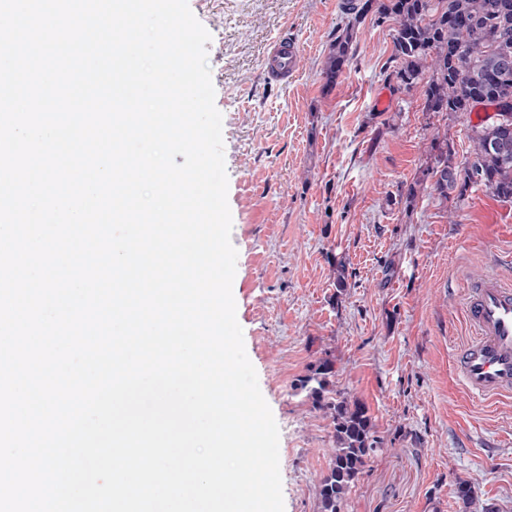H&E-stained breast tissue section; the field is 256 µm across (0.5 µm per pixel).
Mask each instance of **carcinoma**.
<instances>
[{
	"instance_id": "obj_1",
	"label": "carcinoma",
	"mask_w": 512,
	"mask_h": 512,
	"mask_svg": "<svg viewBox=\"0 0 512 512\" xmlns=\"http://www.w3.org/2000/svg\"><path fill=\"white\" fill-rule=\"evenodd\" d=\"M331 45L324 75L335 84L348 65L358 26L366 18L393 23L394 76L398 87L423 88V112L432 129L421 175L401 195L411 210L429 191L440 203L481 186L512 200V0H356ZM491 107L497 118L470 128L473 149L457 162L448 139V118ZM336 368L320 360L299 379L315 408L333 425L327 471L318 489L320 512H341L378 439L366 406L335 389Z\"/></svg>"
}]
</instances>
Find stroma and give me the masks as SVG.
<instances>
[{
	"label": "stroma",
	"mask_w": 512,
	"mask_h": 512,
	"mask_svg": "<svg viewBox=\"0 0 512 512\" xmlns=\"http://www.w3.org/2000/svg\"><path fill=\"white\" fill-rule=\"evenodd\" d=\"M344 2L188 0L211 35L238 252L232 293L280 431L284 512H318L332 426L296 384L326 357L337 391L367 406L381 440L342 512H512V395L472 397L454 363L470 336L468 280L512 282V201L472 188L404 211L430 136L423 90L397 89L393 31L370 19L326 85ZM284 33L301 56L277 85L263 56ZM460 481L471 508L457 498Z\"/></svg>",
	"instance_id": "35a3bbf8"
}]
</instances>
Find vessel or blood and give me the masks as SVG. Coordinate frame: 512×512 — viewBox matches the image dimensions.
I'll return each instance as SVG.
<instances>
[{
  "mask_svg": "<svg viewBox=\"0 0 512 512\" xmlns=\"http://www.w3.org/2000/svg\"><path fill=\"white\" fill-rule=\"evenodd\" d=\"M300 46L282 35L268 46L263 71L285 83L296 72ZM470 339L457 352L459 378L471 395L486 398L512 392V284L493 277L469 287L465 298Z\"/></svg>",
  "mask_w": 512,
  "mask_h": 512,
  "instance_id": "1",
  "label": "vessel or blood"
}]
</instances>
